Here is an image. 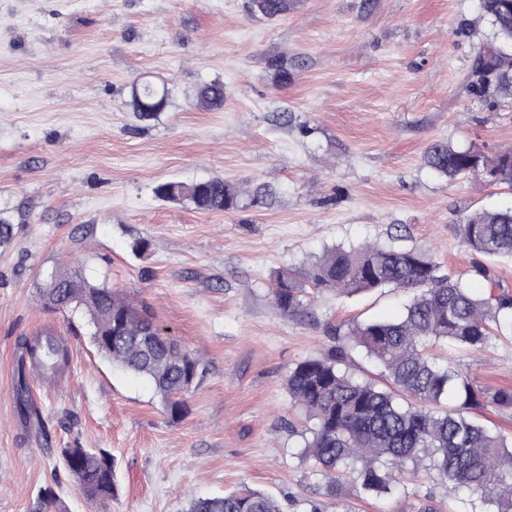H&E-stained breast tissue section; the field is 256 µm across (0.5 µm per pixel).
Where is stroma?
Wrapping results in <instances>:
<instances>
[{"label":"stroma","mask_w":512,"mask_h":512,"mask_svg":"<svg viewBox=\"0 0 512 512\" xmlns=\"http://www.w3.org/2000/svg\"><path fill=\"white\" fill-rule=\"evenodd\" d=\"M494 39L480 0H290L274 19L247 0H0V214L15 226L0 247V512H31L47 486L67 512H184L244 488L285 512L313 501L413 512L424 496L466 512L463 493L427 472L384 498L350 486L324 495L299 456L305 420L286 377L328 349L326 323L394 317L402 295L326 293L301 319L277 313L270 288L326 248L399 234L476 291H512V261L480 259L455 232L463 214L512 206V189L424 161L437 141L512 148V108L468 88ZM143 81L170 90L146 120L129 105ZM211 81L224 84L223 109L196 103ZM211 177L269 195L230 212L154 195L164 181ZM479 261L489 278L471 276ZM71 267L150 305L200 359L183 419L97 352L82 317L42 307L43 277ZM46 333L70 360L31 375L44 422L30 436L13 387L17 340ZM456 358L483 388L512 387V341ZM76 444L111 452L108 507L60 464L59 449Z\"/></svg>","instance_id":"1"}]
</instances>
